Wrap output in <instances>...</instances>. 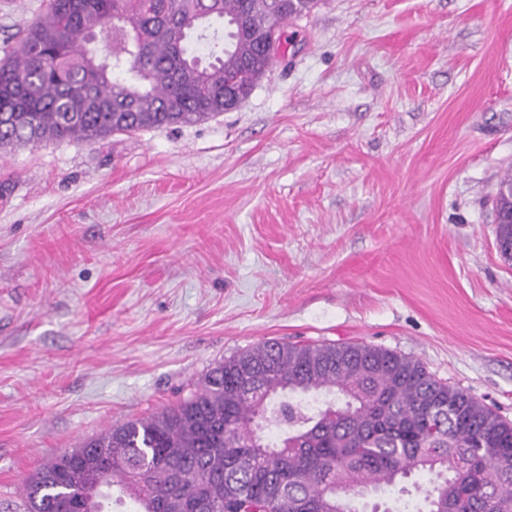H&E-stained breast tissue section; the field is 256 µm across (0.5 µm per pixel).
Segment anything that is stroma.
<instances>
[{
    "label": "stroma",
    "mask_w": 512,
    "mask_h": 512,
    "mask_svg": "<svg viewBox=\"0 0 512 512\" xmlns=\"http://www.w3.org/2000/svg\"><path fill=\"white\" fill-rule=\"evenodd\" d=\"M45 0H0V55ZM206 121L0 149V512L277 338L420 360L512 422V0H320ZM512 186V170H507L498 184L495 196V219L497 224V242L503 247H512V196L499 194L501 187ZM510 218V219H509Z\"/></svg>",
    "instance_id": "obj_1"
}]
</instances>
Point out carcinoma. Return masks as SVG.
<instances>
[{
  "label": "carcinoma",
  "instance_id": "cac0c4a2",
  "mask_svg": "<svg viewBox=\"0 0 512 512\" xmlns=\"http://www.w3.org/2000/svg\"><path fill=\"white\" fill-rule=\"evenodd\" d=\"M318 0H48L0 61V146L196 123L265 75L260 44ZM112 33L101 59L91 35ZM512 247V196H495ZM285 436H263L282 425ZM415 473L423 487L398 486ZM512 512V423L416 358L365 343L266 340L212 365L177 404L112 425L38 468L28 512Z\"/></svg>",
  "mask_w": 512,
  "mask_h": 512
}]
</instances>
